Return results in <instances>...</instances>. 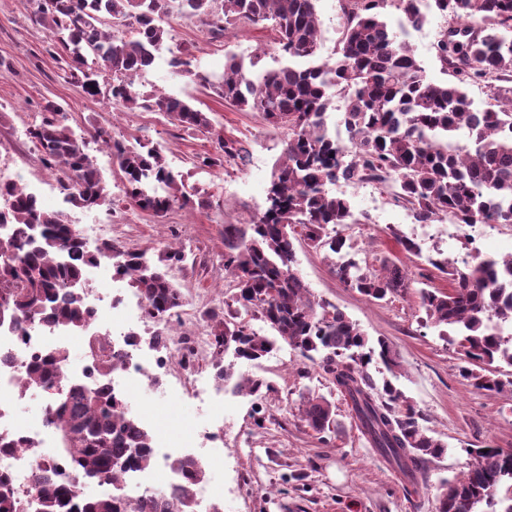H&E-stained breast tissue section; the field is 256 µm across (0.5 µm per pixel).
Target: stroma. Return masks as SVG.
Segmentation results:
<instances>
[{
    "label": "stroma",
    "instance_id": "stroma-1",
    "mask_svg": "<svg viewBox=\"0 0 512 512\" xmlns=\"http://www.w3.org/2000/svg\"><path fill=\"white\" fill-rule=\"evenodd\" d=\"M34 0H0V174L19 185L36 188L49 211L64 208L57 179L42 160L37 146L22 131L40 123L46 101L59 104L67 124L79 136L94 128L111 130L113 138L136 146H158L169 166L183 172L188 195L209 198L207 206L173 205L158 216L130 204L119 191L123 174L115 160L89 144L88 151L101 169L114 203L95 209L70 208L73 223L101 219L112 226V241L124 249L158 261L167 244H175L185 259L173 268L174 283L183 294L185 326L207 331L205 313L225 311L230 295L214 279L224 269V227L248 223L266 207L274 164L282 155L286 130L268 125L256 112L239 110L212 89L177 75L171 59L190 48L194 65L220 72L228 55L249 59L260 54V67L277 66L280 53L270 24L231 26L223 37L208 38L194 19L172 15L169 36L148 76L137 86L148 93L164 92L208 113L226 137L239 140L248 151L245 162L224 161L202 166L198 159L215 155L211 138L182 129L160 112H118L106 101L85 97L70 80L65 63L53 52L48 33L31 21ZM448 25L431 11L424 24L408 29L407 41L429 79L449 82L453 73L436 53V42ZM332 194L349 200L357 221L337 225L369 269L382 259L403 265L413 287L405 295L379 302L368 300L340 282L325 252L299 241L297 269L315 298L332 303L356 321L370 337L386 338L402 364L396 385L415 404L428 433L448 445L441 458L428 465V481L409 483L396 467L372 448L363 436L347 400L332 382L300 353L288 346L275 349L258 362H240L236 374L266 378L271 384L265 399L240 394L224 396V462L206 468V480L223 488L216 503L221 512H438L436 488L442 480L467 471L469 451L491 446L512 450V386L499 392L475 388L459 370L465 358L458 345L442 340L426 326L419 306L423 288L447 290V278L432 258L458 262L468 252V226L450 227L447 235L421 243L418 253L405 252L402 238L417 231L409 209L394 205L388 189L374 183L331 184ZM318 393L336 406V429L316 435L299 418L304 396ZM136 408L149 412L157 432L193 421L208 427L212 417H200L197 395L178 385L163 390L144 388L132 395ZM264 416L255 425V416Z\"/></svg>",
    "mask_w": 512,
    "mask_h": 512
}]
</instances>
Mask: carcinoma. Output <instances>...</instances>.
Wrapping results in <instances>:
<instances>
[{
	"label": "carcinoma",
	"instance_id": "1",
	"mask_svg": "<svg viewBox=\"0 0 512 512\" xmlns=\"http://www.w3.org/2000/svg\"><path fill=\"white\" fill-rule=\"evenodd\" d=\"M317 0H38L33 22L48 31L61 50L71 79L89 97H102L118 109L162 112L177 125L208 133L229 160H243L246 148L224 138L208 113L164 93L144 94L136 86L139 70L149 64L168 36L165 18H198L207 34L224 36L230 25L272 22L286 61L274 68L247 70L231 56L218 76L191 68L192 53L172 59L176 73L209 86L224 101L261 113L271 125L288 131L276 166L265 210L247 224L224 225V273L232 278L238 305L206 322L217 354L257 361L284 343L315 362L349 400L362 433L384 457L413 482H427V464L442 457L446 444L419 424L420 414L390 379L377 385L368 366L382 363L399 373L396 351L384 338L375 344L336 306L316 299L294 269L293 229L306 228V240L338 257L334 272L347 287L373 299L404 295L412 287L406 269L388 259L372 272L363 268L346 239L328 226L361 224L350 202L327 185L372 182L395 188L392 199L408 208L416 223L449 217L459 224H512V96H501L499 81L512 80V0H432L448 26L437 42L438 57L452 68L455 81H430L411 45L381 16L391 6L401 26L419 27L424 16L417 0H347L335 57L319 60ZM112 84L100 83L101 73ZM471 82L495 90L496 105L478 111L465 91ZM344 101L348 143L333 137L326 114L333 95ZM54 114L29 129L44 160L63 176L65 201L84 209L111 202L102 175L53 102ZM93 138L112 148L127 184L126 197L156 215L174 204L193 206L181 192L177 174L155 146L130 148L97 129ZM0 225L13 233L0 251V324L22 320L74 330L87 329L93 312L84 293L70 287L84 280L87 267L105 259L146 303V316L163 321L182 306V294L166 270L143 254L105 245L90 250L63 211L44 210L36 194L17 184L0 185ZM448 277L446 291L421 289L426 321L446 338L458 336L469 366L462 376L488 392L504 388L497 372L480 373L474 365L503 362L512 367V256L478 254L463 266L432 258ZM259 320L273 331L255 330ZM69 363L59 348L27 363L24 387H55ZM218 379L257 399L271 389L263 379L233 381V364L216 360ZM112 359L98 366L100 384L68 382L52 400L47 423L57 451L79 473L104 491L79 494L74 486L42 469L37 494L19 500L11 480L0 475V512H194L195 486L205 478L201 464L177 456L172 468L184 476L174 496L161 491L134 506L124 492V474L152 464L151 435L132 418L123 399L107 383ZM300 420L317 434L335 423V406L310 393L301 403ZM475 463L461 477L440 486L439 512H512V453L475 448Z\"/></svg>",
	"mask_w": 512,
	"mask_h": 512
}]
</instances>
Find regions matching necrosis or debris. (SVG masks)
Segmentation results:
<instances>
[{"label": "necrosis or debris", "instance_id": "4bbe7bcc", "mask_svg": "<svg viewBox=\"0 0 512 512\" xmlns=\"http://www.w3.org/2000/svg\"><path fill=\"white\" fill-rule=\"evenodd\" d=\"M88 306L93 311V321L101 326V344L110 350L116 365L117 381L131 392L142 386L152 385L162 371L179 367L189 377L199 378L201 361L208 352L203 337L188 332L174 334L165 324H156L147 335H130L127 319L122 318L126 304L123 298L109 296L100 286L94 285L85 292ZM70 330L32 323L17 329L0 326V443H11L8 454H0V471L8 472L13 486L23 496L34 495L36 482L34 471L37 463L53 466L57 478L76 482L73 471L59 459L57 444L45 418L25 423L17 422L15 405L24 392L22 383L28 360L60 347L70 345ZM222 431L199 430L191 427L183 436L164 435L154 437L151 448L154 466L148 470L130 472V479L139 483L140 497L154 492V472H168L167 489L181 483L180 475L169 468L174 455L194 454L201 462L219 463L224 459Z\"/></svg>", "mask_w": 512, "mask_h": 512}]
</instances>
